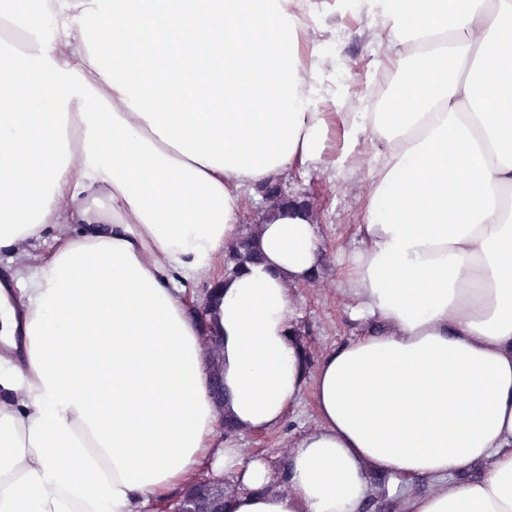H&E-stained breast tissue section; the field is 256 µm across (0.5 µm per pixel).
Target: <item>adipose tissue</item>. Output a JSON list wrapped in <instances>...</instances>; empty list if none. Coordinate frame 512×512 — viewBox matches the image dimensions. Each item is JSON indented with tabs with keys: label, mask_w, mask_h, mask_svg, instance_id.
Instances as JSON below:
<instances>
[{
	"label": "adipose tissue",
	"mask_w": 512,
	"mask_h": 512,
	"mask_svg": "<svg viewBox=\"0 0 512 512\" xmlns=\"http://www.w3.org/2000/svg\"><path fill=\"white\" fill-rule=\"evenodd\" d=\"M298 0H0V250L77 225L0 293V512H139L214 462L229 512H362L368 471L407 512H512V0H375L400 112L341 119L382 145L344 284L370 325L306 377L288 288L315 225L261 224L224 281V410L181 292L243 233L247 188L320 161L328 115ZM55 18L64 42L47 39ZM313 382L287 493L233 443ZM436 491L417 494V479Z\"/></svg>",
	"instance_id": "1"
}]
</instances>
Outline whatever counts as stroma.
Returning a JSON list of instances; mask_svg holds the SVG:
<instances>
[{
	"label": "stroma",
	"instance_id": "stroma-1",
	"mask_svg": "<svg viewBox=\"0 0 512 512\" xmlns=\"http://www.w3.org/2000/svg\"><path fill=\"white\" fill-rule=\"evenodd\" d=\"M306 40L319 48L315 62L324 86L314 106L332 113L333 119L323 133L321 164L284 172L281 180L290 193L311 200L326 247L320 279L289 290L297 312V335L307 355L306 368L312 371L332 347L363 329L362 322L350 316L351 300L340 282L348 257L358 245L356 229L378 144L364 134L350 136L337 115L372 111L374 91L390 68L366 0H322ZM317 426L313 391L308 388L282 427L243 434L237 443L244 454L266 462L274 490L281 493L288 489L281 478L286 458L297 439Z\"/></svg>",
	"mask_w": 512,
	"mask_h": 512
}]
</instances>
